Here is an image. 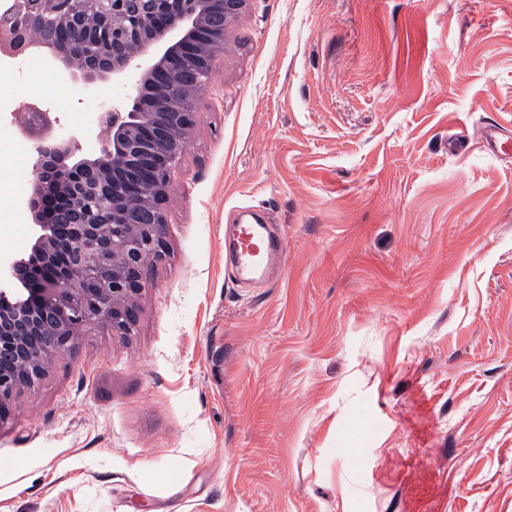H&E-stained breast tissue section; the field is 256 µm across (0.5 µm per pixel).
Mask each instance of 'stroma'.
<instances>
[{"instance_id":"35a3bbf8","label":"stroma","mask_w":512,"mask_h":512,"mask_svg":"<svg viewBox=\"0 0 512 512\" xmlns=\"http://www.w3.org/2000/svg\"><path fill=\"white\" fill-rule=\"evenodd\" d=\"M0 61V254L29 103L122 96ZM512 0H249L212 61L133 335L81 333L0 425V512H512ZM286 242L230 282L224 227Z\"/></svg>"}]
</instances>
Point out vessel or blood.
I'll use <instances>...</instances> for the list:
<instances>
[{
	"mask_svg": "<svg viewBox=\"0 0 512 512\" xmlns=\"http://www.w3.org/2000/svg\"><path fill=\"white\" fill-rule=\"evenodd\" d=\"M227 274L240 283L266 280L283 261L286 244L260 223L228 224L224 227Z\"/></svg>",
	"mask_w": 512,
	"mask_h": 512,
	"instance_id": "vessel-or-blood-1",
	"label": "vessel or blood"
}]
</instances>
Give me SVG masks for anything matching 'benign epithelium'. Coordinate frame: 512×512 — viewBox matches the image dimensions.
<instances>
[{"label":"benign epithelium","instance_id":"1","mask_svg":"<svg viewBox=\"0 0 512 512\" xmlns=\"http://www.w3.org/2000/svg\"><path fill=\"white\" fill-rule=\"evenodd\" d=\"M247 2L0 0L1 58L125 88L82 133L25 107L33 236L27 253L0 255V425L73 352L76 325L132 333L148 259L166 254L165 205L187 150L175 131L193 126L196 89ZM83 135L102 141L93 158L79 156Z\"/></svg>","mask_w":512,"mask_h":512}]
</instances>
